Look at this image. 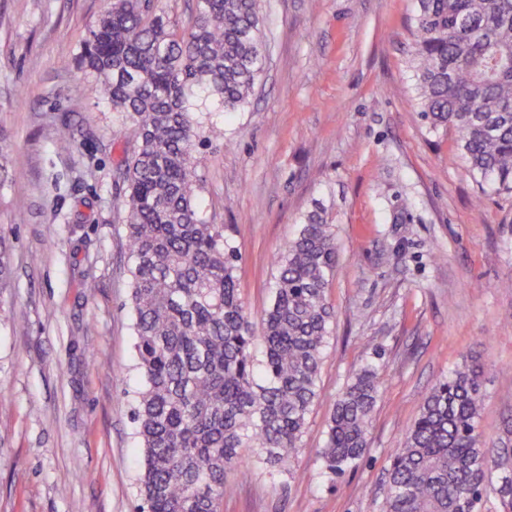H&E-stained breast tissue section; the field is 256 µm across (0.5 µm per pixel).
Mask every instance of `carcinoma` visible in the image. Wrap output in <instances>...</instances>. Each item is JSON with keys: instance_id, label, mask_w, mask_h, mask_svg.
<instances>
[{"instance_id": "carcinoma-1", "label": "carcinoma", "mask_w": 512, "mask_h": 512, "mask_svg": "<svg viewBox=\"0 0 512 512\" xmlns=\"http://www.w3.org/2000/svg\"><path fill=\"white\" fill-rule=\"evenodd\" d=\"M179 29L165 0H107L79 45L77 67L131 127L122 169L137 369L133 421L144 466L139 512H221L225 475L250 462L242 449L296 478L307 416L333 312L327 289L338 253L322 212L305 215L278 255L274 297L260 324L235 276L224 225L201 215L198 149L224 131L200 103L248 105L264 71L261 0H195ZM410 69L430 127L452 128L481 187L512 193V0H417ZM0 238V289L12 284ZM263 358L254 354L256 341ZM380 395L364 367L338 396L320 450L326 473L362 460ZM483 370L439 379L402 447L391 454L379 512H512V448L480 431Z\"/></svg>"}]
</instances>
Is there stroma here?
I'll use <instances>...</instances> for the list:
<instances>
[{"label":"stroma","mask_w":512,"mask_h":512,"mask_svg":"<svg viewBox=\"0 0 512 512\" xmlns=\"http://www.w3.org/2000/svg\"><path fill=\"white\" fill-rule=\"evenodd\" d=\"M415 0H263L266 62L198 166V206L240 256L253 319L275 260L322 209L339 264L335 310L296 467L230 470L223 512H378L385 465L431 386L485 368L487 440L512 418V195L481 190L454 130H430L408 60ZM104 0H0V512H134L142 387L128 305L119 169L130 146L74 56ZM67 139L61 150L57 140ZM406 198L409 209L399 212ZM380 366L363 460L324 473L318 452L352 372Z\"/></svg>","instance_id":"obj_1"}]
</instances>
